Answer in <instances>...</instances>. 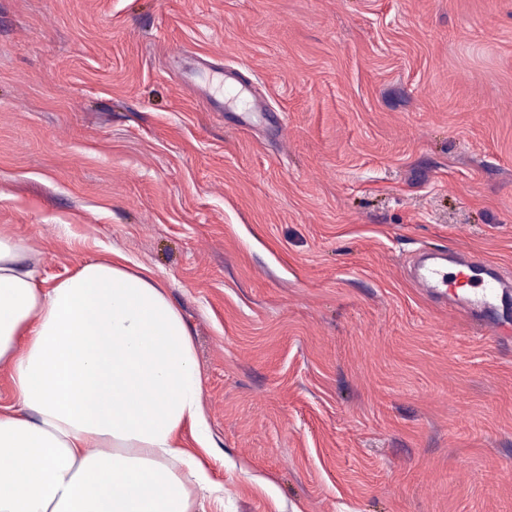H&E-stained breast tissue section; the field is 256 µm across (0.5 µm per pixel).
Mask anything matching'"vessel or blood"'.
Masks as SVG:
<instances>
[{
    "instance_id": "vessel-or-blood-1",
    "label": "vessel or blood",
    "mask_w": 512,
    "mask_h": 512,
    "mask_svg": "<svg viewBox=\"0 0 512 512\" xmlns=\"http://www.w3.org/2000/svg\"><path fill=\"white\" fill-rule=\"evenodd\" d=\"M454 270L445 269L437 256L423 259L416 272L419 287L433 291L450 289L456 308L466 314L485 308L490 301L512 296V279L482 257L460 254L454 259Z\"/></svg>"
}]
</instances>
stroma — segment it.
<instances>
[{
  "label": "stroma",
  "instance_id": "35a3bbf8",
  "mask_svg": "<svg viewBox=\"0 0 512 512\" xmlns=\"http://www.w3.org/2000/svg\"><path fill=\"white\" fill-rule=\"evenodd\" d=\"M0 232L166 285L205 512H512V305L413 277L512 276V0H0ZM437 256L423 259L416 272V282L420 288L445 294L442 288H448L455 301L456 308L465 313L486 308L493 299H499L505 306L510 296V279L495 265L486 262L478 255L460 254L454 258L455 271H448L438 261ZM481 288L480 295L471 293L472 289Z\"/></svg>",
  "mask_w": 512,
  "mask_h": 512
}]
</instances>
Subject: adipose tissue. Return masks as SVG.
I'll return each mask as SVG.
<instances>
[{
	"instance_id": "1",
	"label": "adipose tissue",
	"mask_w": 512,
	"mask_h": 512,
	"mask_svg": "<svg viewBox=\"0 0 512 512\" xmlns=\"http://www.w3.org/2000/svg\"><path fill=\"white\" fill-rule=\"evenodd\" d=\"M0 234V512H194L221 498L183 433L206 445L191 333L145 267L87 260L40 279Z\"/></svg>"
}]
</instances>
